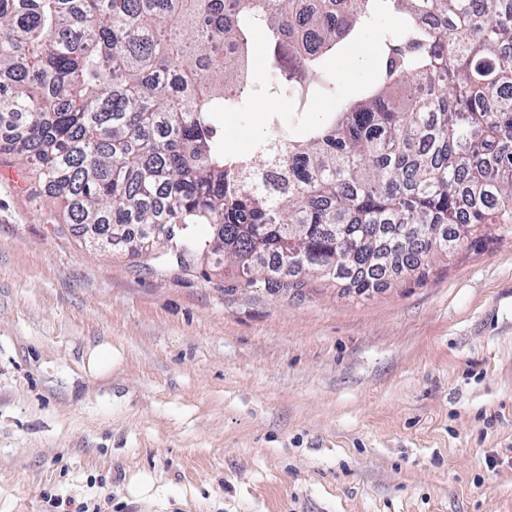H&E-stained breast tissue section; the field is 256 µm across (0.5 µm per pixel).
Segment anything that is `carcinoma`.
Returning <instances> with one entry per match:
<instances>
[{
	"label": "carcinoma",
	"instance_id": "cac0c4a2",
	"mask_svg": "<svg viewBox=\"0 0 512 512\" xmlns=\"http://www.w3.org/2000/svg\"><path fill=\"white\" fill-rule=\"evenodd\" d=\"M0 0V153L65 201L68 223L138 228L178 257L224 246L251 284L301 270L363 294L512 224V0ZM396 18L359 96L300 140L277 120L229 155L224 112L303 101L344 45ZM198 224L214 228L200 240Z\"/></svg>",
	"mask_w": 512,
	"mask_h": 512
}]
</instances>
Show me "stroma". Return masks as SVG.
<instances>
[{"mask_svg": "<svg viewBox=\"0 0 512 512\" xmlns=\"http://www.w3.org/2000/svg\"><path fill=\"white\" fill-rule=\"evenodd\" d=\"M305 111L224 114L248 152ZM111 361L97 365L101 352ZM512 512V233L363 295L90 249L0 154V512Z\"/></svg>", "mask_w": 512, "mask_h": 512, "instance_id": "35a3bbf8", "label": "stroma"}]
</instances>
